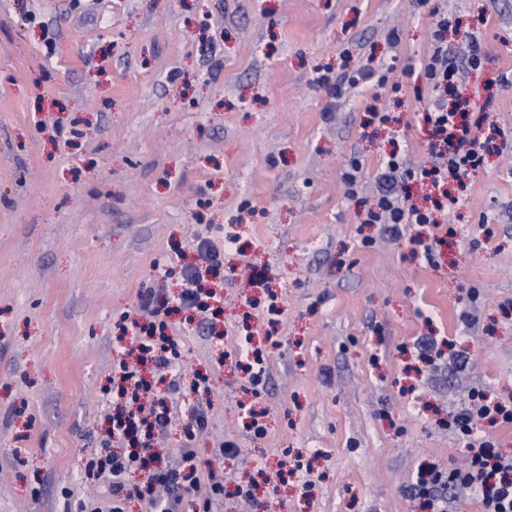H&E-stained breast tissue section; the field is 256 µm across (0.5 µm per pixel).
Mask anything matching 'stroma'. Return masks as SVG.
<instances>
[{
    "label": "stroma",
    "instance_id": "stroma-1",
    "mask_svg": "<svg viewBox=\"0 0 512 512\" xmlns=\"http://www.w3.org/2000/svg\"><path fill=\"white\" fill-rule=\"evenodd\" d=\"M436 9L464 33L487 19L466 85L485 163L445 227L394 238L357 214L390 152L429 157L432 93L408 71ZM370 58L387 86L313 83ZM449 227L448 247L413 250ZM201 236L223 249V312L169 318L181 355L160 389L179 409L159 467L187 447L212 462L211 512H429L410 487L421 464H464L448 422L467 392L512 405V0H0V512L108 506L86 464L117 325L143 292L177 299ZM246 342L256 388L236 366ZM200 374L209 391H192ZM225 441L238 456L215 460Z\"/></svg>",
    "mask_w": 512,
    "mask_h": 512
}]
</instances>
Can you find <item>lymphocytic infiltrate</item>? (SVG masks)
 <instances>
[{"label": "lymphocytic infiltrate", "instance_id": "lymphocytic-infiltrate-1", "mask_svg": "<svg viewBox=\"0 0 512 512\" xmlns=\"http://www.w3.org/2000/svg\"><path fill=\"white\" fill-rule=\"evenodd\" d=\"M485 22V17H477L470 47L459 59L448 54V15H440L432 26V50L420 73L437 92L423 119L439 148L431 166L417 169L407 167L401 156L390 155L377 178L376 204L364 213L363 223L384 225L386 232L396 237L402 225L433 223L431 211L410 204L400 193V184L411 179H427L435 186L450 178L461 182L482 165L483 150L467 120L472 102L464 93L461 75L481 66L480 28ZM197 254L201 263L185 266L184 289L176 306L204 314L217 294L203 287V276L219 275L222 262L218 250L205 238L199 239ZM171 309L167 301L150 294L142 296L140 316L129 325L131 345L122 348V358L112 375L109 439L87 465L88 470L109 479L112 512H122L121 502L132 498L145 501L149 512H176L180 489L196 485L203 474L197 455L190 450L183 453L178 470H159L152 446L155 433L169 425L171 410L155 384L140 377L138 367L150 359L157 368L164 369L180 357L179 342L168 333L166 318ZM470 398L471 406L461 409L449 423L455 433L470 439L466 466L446 472L433 466L420 469L413 488L432 512H447L449 499L468 491L479 498L483 512H512V457H503L489 436L477 440L472 437L482 425H512V406L489 401L478 390L472 391ZM136 469L147 472L146 481L129 482L130 473Z\"/></svg>", "mask_w": 512, "mask_h": 512}]
</instances>
